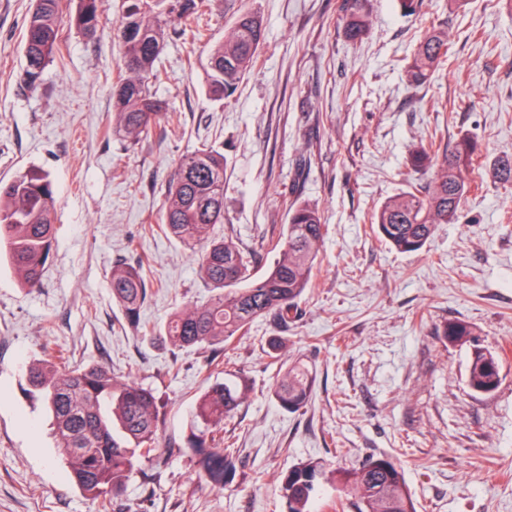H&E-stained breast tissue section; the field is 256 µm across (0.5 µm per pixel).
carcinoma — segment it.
I'll return each instance as SVG.
<instances>
[{
  "mask_svg": "<svg viewBox=\"0 0 512 512\" xmlns=\"http://www.w3.org/2000/svg\"><path fill=\"white\" fill-rule=\"evenodd\" d=\"M207 0H123L121 21L114 32L123 50L124 74L112 85V133L133 144L166 118L163 102L152 83L159 78L156 61L163 27L177 22L186 27L202 15ZM342 31L351 42L362 39L371 25L369 0H344ZM75 27L93 37L99 25L98 0H79ZM265 38L260 14L246 11L211 48L205 70L209 94L230 97L255 65ZM61 40L60 0H33L24 43L21 79L39 84ZM448 28L432 26L417 44L405 76L411 85L427 82L451 57ZM477 144L468 135L446 148L432 136L420 139L408 164L426 180L411 185L384 202L372 215L379 239L401 253L423 250L437 225L458 219L461 203L471 190L470 171L477 161ZM493 178L512 183V153L490 164ZM55 192L49 173L30 168L12 180L0 181V252L21 285H41L55 235ZM224 223V154L197 149L177 163L165 191L161 214L164 232L193 247L200 277L211 289L209 300L174 312L159 327L147 330L141 309L148 295L142 263L112 268V300L127 324L150 339L181 349H209L208 365H220L218 351L249 333L253 322L269 319L278 325L299 312V301L311 287L326 225L319 211L293 204L283 239L275 248L279 258L262 274L253 270L255 254L233 239L211 237L215 224ZM446 340L472 344L467 385L475 393H491L501 382L500 358L475 343L472 328L452 321L443 329ZM286 341L271 342L270 357L277 366L273 396L296 412L309 403L313 372L302 363L281 357ZM30 393L38 395L52 414L56 447L84 494L110 512L139 462L159 457L160 405L153 390L123 379L96 364L73 367L59 346H45L27 370ZM248 386L241 377L216 382L197 399L186 450L200 476L212 487L232 481L234 465L221 423L245 402ZM325 475L322 462L309 460L281 474L287 512H311L309 505ZM340 492L354 498L356 512H417L404 471L386 455H370L356 468L337 472Z\"/></svg>",
  "mask_w": 512,
  "mask_h": 512,
  "instance_id": "carcinoma-1",
  "label": "carcinoma"
}]
</instances>
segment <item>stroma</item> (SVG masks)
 Returning <instances> with one entry per match:
<instances>
[{
  "label": "stroma",
  "instance_id": "1",
  "mask_svg": "<svg viewBox=\"0 0 512 512\" xmlns=\"http://www.w3.org/2000/svg\"><path fill=\"white\" fill-rule=\"evenodd\" d=\"M342 0H212L205 39L167 32L155 84L172 122L136 145L112 134V83L123 68L113 32L122 0H99L100 29L62 31L37 88L20 78L31 0H0V180L28 168L55 188L56 240L40 288H21L0 264V512H98L71 481L26 369L46 343L75 365L98 364L152 388L164 404L162 443L142 462L112 512H286L279 476L308 459L325 477L311 505L329 512L336 470L384 454L400 466L418 512H512V185L486 170L512 153V0H370L362 42L344 39ZM266 38L235 93L205 85L210 45L243 10ZM447 26L454 59L420 85L404 67L430 23ZM468 134L482 168L459 218L427 247L400 253L376 239L369 216L416 178L410 149ZM224 154V221L215 238L255 252L260 268L292 204L316 206L328 226L313 285L287 329L256 322L220 367L203 350L141 337L108 286L112 265L141 263L151 292L142 318L161 325L210 290L194 254L156 227L179 159L201 147ZM464 321L501 353L498 389L466 384L468 345L442 328ZM288 338V360L313 369L314 393L291 412L271 387L269 341ZM234 372L249 398L224 422L236 475L224 489L202 480L184 444L197 397Z\"/></svg>",
  "mask_w": 512,
  "mask_h": 512
}]
</instances>
